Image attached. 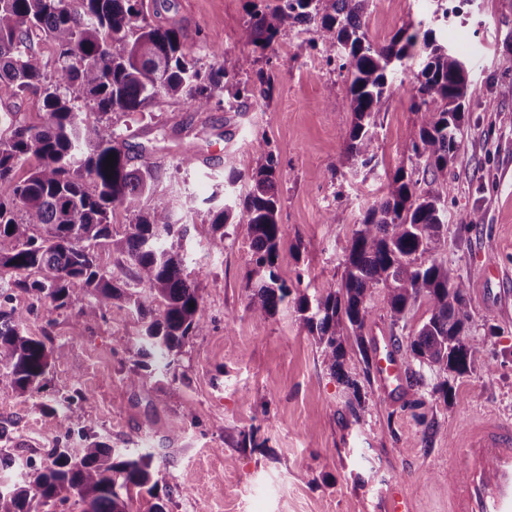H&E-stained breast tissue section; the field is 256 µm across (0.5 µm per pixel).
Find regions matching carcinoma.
Instances as JSON below:
<instances>
[{"instance_id": "1", "label": "carcinoma", "mask_w": 512, "mask_h": 512, "mask_svg": "<svg viewBox=\"0 0 512 512\" xmlns=\"http://www.w3.org/2000/svg\"><path fill=\"white\" fill-rule=\"evenodd\" d=\"M242 31L245 44L266 51L295 29L313 27L314 44L327 66L347 71L354 120L344 135V164L365 168L376 158L377 119L398 73L419 59L408 89L419 124L410 133L408 162L392 173L387 193L363 213L343 247L338 288L308 293L288 285L279 272L287 244L278 224L277 159L261 153L245 175L230 173L227 186L245 193L224 196L211 208L219 240L233 233L252 249L244 290L245 311L273 316L293 304L314 336L323 363L350 396L358 422L365 415L359 381L345 371L347 344L356 345L370 371L366 321L374 296L385 292L392 325L419 301L429 316L407 343L408 387L423 385L413 368L427 365L467 373L483 342L469 329L467 283L435 254L445 242L448 211L437 182L461 143L469 92L462 59L433 27L402 29L383 43L362 25L369 0H263ZM166 0H0V84L42 100L39 125L16 112H0V383L21 392L40 385L65 345L46 343L25 327L12 292L30 293L49 312L78 306L77 316L104 317L125 306L142 320L138 353L170 371L183 346L201 335L199 287L186 273L187 225L174 198L156 195L161 179L150 166L134 167L112 129V116L140 112L156 97L184 101L196 111L227 87L224 67L203 68L183 51L187 34L158 21ZM55 49L56 67L46 73L34 38ZM258 59L241 58L239 69L270 83ZM114 166H106L109 155ZM36 160L23 178L19 168ZM432 173L420 189L419 165ZM130 218L123 238L112 240L111 219ZM112 241L131 277L120 281L103 270L98 248ZM155 454L111 448L92 436L81 451L58 448L47 464L30 465L25 478L0 479V512H131L133 494L158 498Z\"/></svg>"}]
</instances>
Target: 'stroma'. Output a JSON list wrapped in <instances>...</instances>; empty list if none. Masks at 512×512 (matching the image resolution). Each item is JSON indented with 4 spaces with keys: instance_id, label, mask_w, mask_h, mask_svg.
Segmentation results:
<instances>
[{
    "instance_id": "35a3bbf8",
    "label": "stroma",
    "mask_w": 512,
    "mask_h": 512,
    "mask_svg": "<svg viewBox=\"0 0 512 512\" xmlns=\"http://www.w3.org/2000/svg\"><path fill=\"white\" fill-rule=\"evenodd\" d=\"M257 2L169 0L163 18L187 33L188 57L215 48L231 73L247 51L240 34ZM439 8V0H370L362 22L383 42L422 22L437 25ZM458 9L445 36L466 64L470 90L461 146L439 185L448 232L437 259L466 280L471 330L485 340L470 372L422 367V390L393 406L352 354L346 368L367 394L357 422L294 308L261 319L245 312L250 244L216 239L205 203L225 173L248 172L262 151L274 152L278 222L290 243L280 273L309 289L334 287L346 240L406 161L418 123L405 90L415 79L410 69L380 114L376 168L348 172L347 74L322 63L314 32L293 33L259 58L270 97L231 108L220 92L204 112L159 97L140 113L113 116L132 165L160 168L158 195L185 202L187 270L200 285L207 330L190 338L170 372L133 387L127 375L137 367L142 324L127 308L90 320L72 309L47 313L32 295L14 292L29 333L66 344L67 354L30 392L0 384L8 433L0 456L38 465L53 449L79 451L86 431L113 448L160 453L154 478L165 512H386L396 490L412 512H448V465L460 461L469 423L484 414L512 418V0H460ZM185 153L193 167L176 169ZM329 210L336 223H324ZM474 211L482 223L466 224ZM374 303L368 328L393 330L402 345L428 316L420 302L395 326L383 295ZM442 381L452 399L434 393ZM248 434L253 444H245Z\"/></svg>"
}]
</instances>
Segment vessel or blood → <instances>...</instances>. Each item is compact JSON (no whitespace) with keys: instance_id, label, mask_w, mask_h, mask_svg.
I'll list each match as a JSON object with an SVG mask.
<instances>
[{"instance_id":"vessel-or-blood-1","label":"vessel or blood","mask_w":512,"mask_h":512,"mask_svg":"<svg viewBox=\"0 0 512 512\" xmlns=\"http://www.w3.org/2000/svg\"><path fill=\"white\" fill-rule=\"evenodd\" d=\"M372 371L389 401L405 396L406 365L393 336L371 337ZM458 467L448 472L451 512H512V421L488 416L471 424Z\"/></svg>"}]
</instances>
